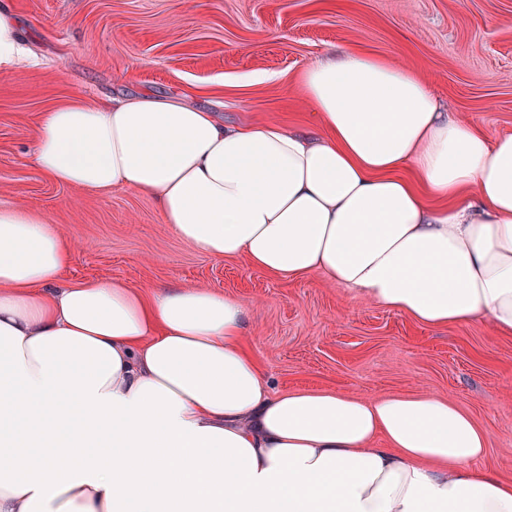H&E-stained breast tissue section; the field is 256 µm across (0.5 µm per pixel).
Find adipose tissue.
I'll list each match as a JSON object with an SVG mask.
<instances>
[{"instance_id":"adipose-tissue-1","label":"adipose tissue","mask_w":512,"mask_h":512,"mask_svg":"<svg viewBox=\"0 0 512 512\" xmlns=\"http://www.w3.org/2000/svg\"><path fill=\"white\" fill-rule=\"evenodd\" d=\"M20 39L0 6V72ZM296 81L309 133L151 93L70 100L40 113L32 162L152 197L197 252L511 338L512 133L488 140L418 73L352 48ZM71 256L50 218L0 201V512H512L489 430L452 398L274 389L240 298L63 287Z\"/></svg>"}]
</instances>
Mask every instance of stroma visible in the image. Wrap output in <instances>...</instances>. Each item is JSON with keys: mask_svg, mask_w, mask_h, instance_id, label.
Returning <instances> with one entry per match:
<instances>
[{"mask_svg": "<svg viewBox=\"0 0 512 512\" xmlns=\"http://www.w3.org/2000/svg\"><path fill=\"white\" fill-rule=\"evenodd\" d=\"M31 58L0 72V201L48 216L73 246L62 280L173 281L231 293L250 309L245 346L276 388L363 397H452L491 433L490 465L512 479V339L481 321L431 330L321 278L284 281L193 251L129 190L53 183L31 162L38 114L78 97L144 92L227 124L309 128L297 72L357 48L414 69L488 138L512 133V0H0ZM262 72L267 81L244 82Z\"/></svg>", "mask_w": 512, "mask_h": 512, "instance_id": "obj_1", "label": "stroma"}]
</instances>
